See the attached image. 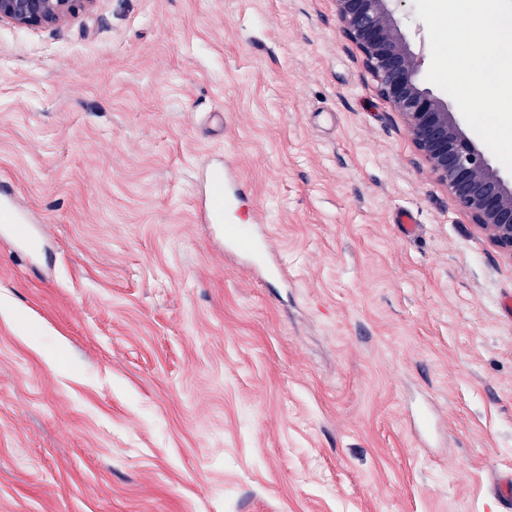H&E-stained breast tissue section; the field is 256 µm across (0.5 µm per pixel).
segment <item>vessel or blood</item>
<instances>
[{
  "label": "vessel or blood",
  "mask_w": 512,
  "mask_h": 512,
  "mask_svg": "<svg viewBox=\"0 0 512 512\" xmlns=\"http://www.w3.org/2000/svg\"><path fill=\"white\" fill-rule=\"evenodd\" d=\"M199 175L203 189L196 197V223L223 225L225 244L256 248L253 228L265 223L266 217L256 210L252 211L249 217H241L238 202L242 196L243 183L232 161H225L221 165H203ZM0 220L17 229L25 222L14 205L11 190L1 184ZM491 493L499 502L501 512H512V471L497 475Z\"/></svg>",
  "instance_id": "b4317fda"
}]
</instances>
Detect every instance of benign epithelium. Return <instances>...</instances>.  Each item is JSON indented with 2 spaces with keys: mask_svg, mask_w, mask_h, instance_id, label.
I'll list each match as a JSON object with an SVG mask.
<instances>
[{
  "mask_svg": "<svg viewBox=\"0 0 512 512\" xmlns=\"http://www.w3.org/2000/svg\"><path fill=\"white\" fill-rule=\"evenodd\" d=\"M96 0H0V23L54 28ZM404 0H336L339 32L362 56L380 94L406 123L416 148L451 200L502 250L512 254V198L507 181L487 175L490 162L471 138L454 131L453 112L418 80L421 60L393 20Z\"/></svg>",
  "mask_w": 512,
  "mask_h": 512,
  "instance_id": "obj_1",
  "label": "benign epithelium"
}]
</instances>
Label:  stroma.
Returning <instances> with one entry per match:
<instances>
[{"mask_svg": "<svg viewBox=\"0 0 512 512\" xmlns=\"http://www.w3.org/2000/svg\"><path fill=\"white\" fill-rule=\"evenodd\" d=\"M223 157L284 287L194 221ZM1 181L33 241L0 234V512H499L512 255L333 0L0 24Z\"/></svg>", "mask_w": 512, "mask_h": 512, "instance_id": "1", "label": "stroma"}]
</instances>
